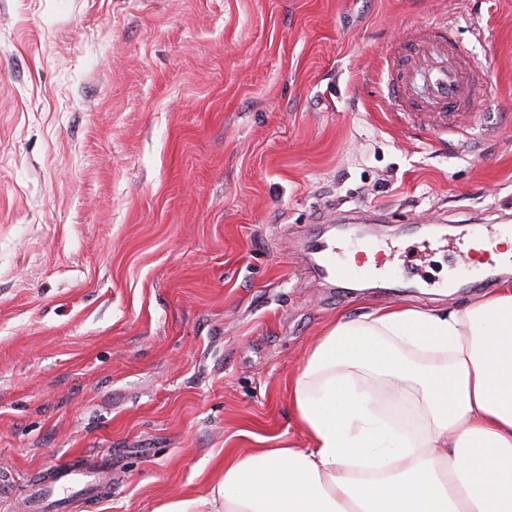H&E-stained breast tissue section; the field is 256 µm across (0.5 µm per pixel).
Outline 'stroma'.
<instances>
[{"label": "stroma", "instance_id": "1", "mask_svg": "<svg viewBox=\"0 0 512 512\" xmlns=\"http://www.w3.org/2000/svg\"><path fill=\"white\" fill-rule=\"evenodd\" d=\"M442 18L491 91L464 137L388 93ZM506 206L512 0H0V512L59 461L104 483L68 512H155L305 447L322 329L483 299L460 235ZM348 210L399 250L343 292L305 249Z\"/></svg>", "mask_w": 512, "mask_h": 512}]
</instances>
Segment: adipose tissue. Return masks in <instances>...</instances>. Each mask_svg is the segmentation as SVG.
Instances as JSON below:
<instances>
[{
    "instance_id": "1",
    "label": "adipose tissue",
    "mask_w": 512,
    "mask_h": 512,
    "mask_svg": "<svg viewBox=\"0 0 512 512\" xmlns=\"http://www.w3.org/2000/svg\"><path fill=\"white\" fill-rule=\"evenodd\" d=\"M419 397L392 430L377 401ZM308 444L224 457L206 495L157 512H512V289L463 308L329 323L289 383Z\"/></svg>"
}]
</instances>
